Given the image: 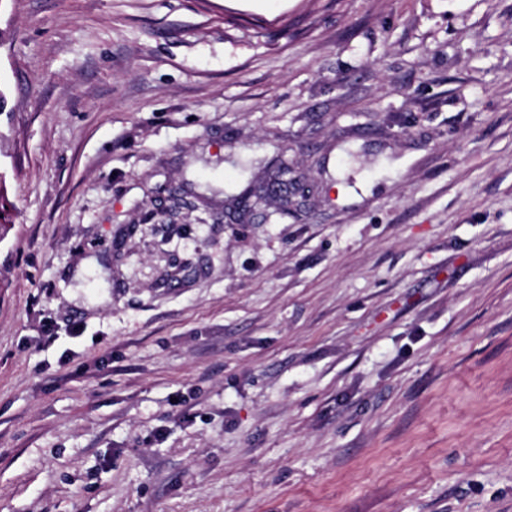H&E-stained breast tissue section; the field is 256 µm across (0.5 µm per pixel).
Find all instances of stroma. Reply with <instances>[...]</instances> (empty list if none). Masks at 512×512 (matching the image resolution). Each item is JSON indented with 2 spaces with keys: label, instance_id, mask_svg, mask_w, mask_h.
<instances>
[{
  "label": "stroma",
  "instance_id": "stroma-1",
  "mask_svg": "<svg viewBox=\"0 0 512 512\" xmlns=\"http://www.w3.org/2000/svg\"><path fill=\"white\" fill-rule=\"evenodd\" d=\"M0 92V512H512V0H0ZM282 176H288V167L281 166L278 168L276 177L258 187L253 186L244 195H250L255 198L256 203H262L265 207L273 209L274 212H285L288 211L290 201L282 194H278L270 191L268 194L265 192V187L272 181L281 178Z\"/></svg>",
  "mask_w": 512,
  "mask_h": 512
}]
</instances>
